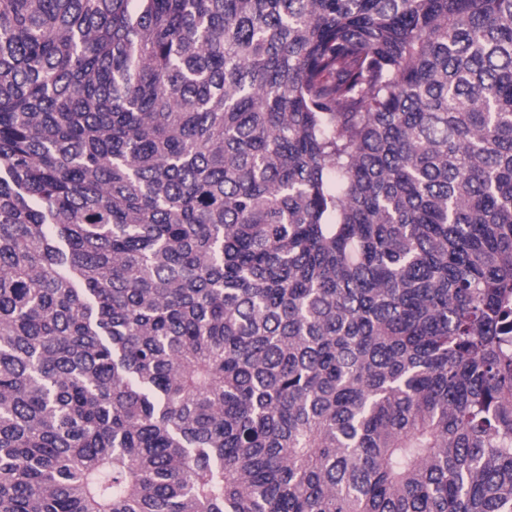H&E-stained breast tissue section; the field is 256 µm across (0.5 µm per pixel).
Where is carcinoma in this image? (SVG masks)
<instances>
[{
  "instance_id": "obj_1",
  "label": "carcinoma",
  "mask_w": 512,
  "mask_h": 512,
  "mask_svg": "<svg viewBox=\"0 0 512 512\" xmlns=\"http://www.w3.org/2000/svg\"><path fill=\"white\" fill-rule=\"evenodd\" d=\"M0 512H512V0H0Z\"/></svg>"
}]
</instances>
